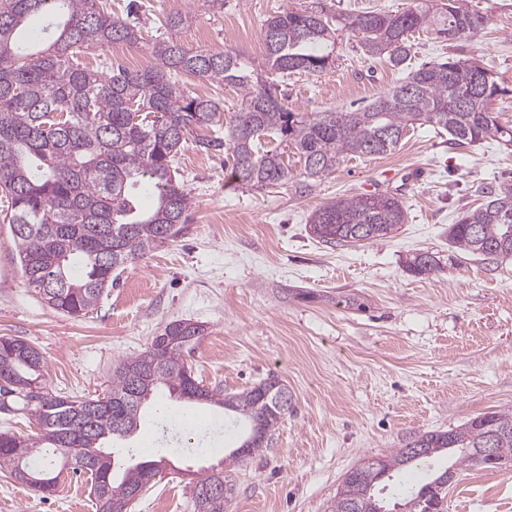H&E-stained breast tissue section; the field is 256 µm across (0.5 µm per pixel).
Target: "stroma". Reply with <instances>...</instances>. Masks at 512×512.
<instances>
[{"instance_id": "1", "label": "stroma", "mask_w": 512, "mask_h": 512, "mask_svg": "<svg viewBox=\"0 0 512 512\" xmlns=\"http://www.w3.org/2000/svg\"><path fill=\"white\" fill-rule=\"evenodd\" d=\"M143 40L131 48L144 66L166 15L193 16L175 32L190 48L225 49L261 61L262 27L277 12L312 0H134ZM489 21L477 35L448 44L413 33L411 66L454 55L491 71L501 92L491 110L512 127V0H467ZM401 70L367 56L348 31L336 37V61L324 74H297L284 88L289 110H350L392 89ZM181 180L193 206L168 245L119 270L85 316L56 313L27 288L9 225L0 223V336H21L45 359L44 381L56 394L94 396L112 368L146 348L173 320L204 325L185 356L197 379L235 393L277 375L291 405L266 448L245 464L224 448L237 427L208 428L195 418L190 450L176 453L155 422L175 403L156 396L133 446L161 461L155 485L130 512H195L196 481L232 475L226 512H330L346 472L381 458L415 434L447 430L489 412L512 411V259L488 270L452 252L448 227L512 184V146L488 141L457 148L427 125L409 130L390 154L349 157L296 194L293 184L245 192L229 184L224 157L189 147ZM399 193L408 221L393 237L330 248L308 232L319 206L342 196ZM436 256L440 269L416 277L409 255ZM445 512H512V467L461 471ZM0 512H96L85 476L65 472L48 497L0 471Z\"/></svg>"}]
</instances>
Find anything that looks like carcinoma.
<instances>
[{"instance_id":"carcinoma-1","label":"carcinoma","mask_w":512,"mask_h":512,"mask_svg":"<svg viewBox=\"0 0 512 512\" xmlns=\"http://www.w3.org/2000/svg\"><path fill=\"white\" fill-rule=\"evenodd\" d=\"M190 11L166 16L172 31L184 27ZM488 17L465 0H417L401 13L367 11L334 15L319 4L279 12L263 25L265 54L250 65L233 50H192L172 38L156 40L157 65L105 75L75 61L83 50L140 41L137 23L100 0H0V196L7 209L0 220L24 230L13 233L27 287L56 312L78 318L114 284L112 272L177 238L193 205L190 192L174 179L173 164L196 129L228 125L224 137H198L202 152L231 156L230 176L238 188L260 191L288 182L283 153L265 148L274 139L304 161L301 194L348 156L391 153L408 127L425 123L448 131L462 146L487 140L512 143V127L490 111L497 93L492 74L474 58H453L413 69L399 85L359 111L292 112L278 96L280 78L319 75L331 68L336 33L361 35L366 55L403 67L411 57L412 34L426 31L442 42L468 39ZM191 75L235 88L241 108L224 122L221 106L185 91ZM319 242L361 244L388 237L407 223L402 198L388 191L339 197L309 218ZM457 250L493 267L512 257V184L490 191L479 206L448 227ZM439 268L427 252L413 254L406 270L428 276ZM204 329L174 320L141 353L112 370L105 394L115 411L96 409L98 398L61 396L47 390L30 401L27 389L42 384L45 361L28 340L0 337V412L22 401L39 432L0 431V469L43 494L53 492L63 470L88 475L97 512H121L137 489L150 485L147 460L124 449L123 465L107 445L130 439L144 418L147 400L165 389L190 414L220 408L241 424L230 457L241 462L268 445V433L288 409L280 396L288 388L276 376L240 393L199 386L185 394L183 352ZM499 449L497 465L512 466V413L491 412L447 431L417 434L389 456L346 472L331 512H443L448 476L463 467H489L481 457L487 440ZM425 454L411 453L415 445ZM417 466L426 476L410 483ZM218 483L219 495H202ZM233 493L224 473L195 483V512H224Z\"/></svg>"}]
</instances>
